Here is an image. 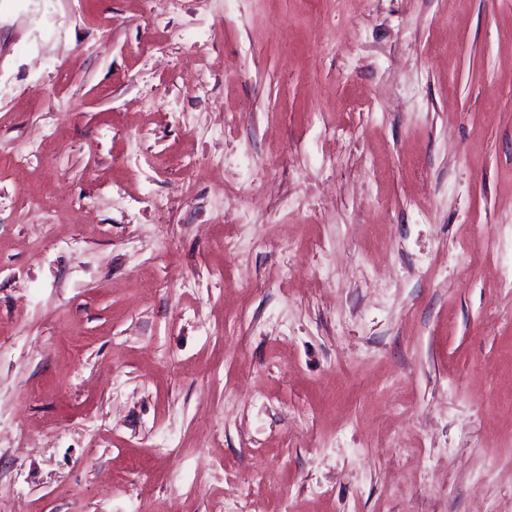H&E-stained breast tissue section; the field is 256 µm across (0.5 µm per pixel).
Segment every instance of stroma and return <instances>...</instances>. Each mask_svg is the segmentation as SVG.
<instances>
[{
	"instance_id": "obj_1",
	"label": "stroma",
	"mask_w": 512,
	"mask_h": 512,
	"mask_svg": "<svg viewBox=\"0 0 512 512\" xmlns=\"http://www.w3.org/2000/svg\"><path fill=\"white\" fill-rule=\"evenodd\" d=\"M163 9L0 0V512H512V0Z\"/></svg>"
}]
</instances>
